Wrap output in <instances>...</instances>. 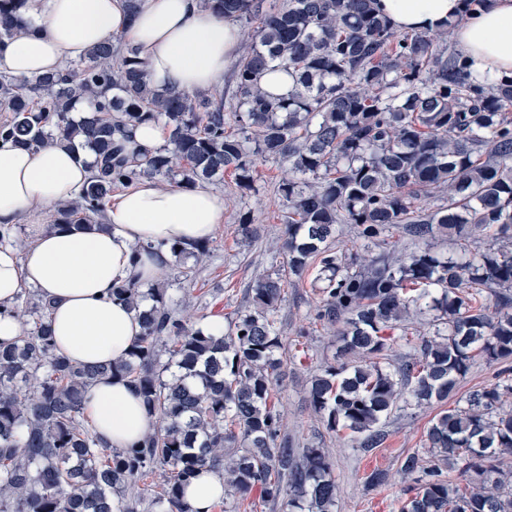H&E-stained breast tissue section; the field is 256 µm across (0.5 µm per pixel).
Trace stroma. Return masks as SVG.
<instances>
[{
	"mask_svg": "<svg viewBox=\"0 0 512 512\" xmlns=\"http://www.w3.org/2000/svg\"><path fill=\"white\" fill-rule=\"evenodd\" d=\"M257 169L254 190L236 191L229 181L218 186L224 197V222L211 241L209 257L195 267L192 279L181 281L175 267L165 275L170 287H183L187 310L197 318L231 324L247 311V289L255 276L273 272L283 264L276 252L284 232L285 205L277 192L283 168L267 159L259 161ZM244 215L252 218L256 239L249 241L238 234V221ZM314 277L310 271L302 280L288 281L285 298L273 313L284 342L283 381L272 396L283 414V430L296 446L321 442L330 448L338 484L336 512H400L404 488L401 458L424 451L432 419L443 407L463 405L471 391L497 382L501 366L475 359L446 405L393 412L385 421L386 438L379 448L368 453L354 448L347 432L328 431L308 403L312 377L321 366L334 361L338 347L333 328L315 318L321 295L313 284ZM376 468L387 471L388 482L366 488L364 478Z\"/></svg>",
	"mask_w": 512,
	"mask_h": 512,
	"instance_id": "obj_1",
	"label": "stroma"
}]
</instances>
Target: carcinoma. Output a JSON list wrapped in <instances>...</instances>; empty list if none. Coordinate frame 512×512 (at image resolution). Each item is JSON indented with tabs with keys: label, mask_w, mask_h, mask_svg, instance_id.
Here are the masks:
<instances>
[{
	"label": "carcinoma",
	"mask_w": 512,
	"mask_h": 512,
	"mask_svg": "<svg viewBox=\"0 0 512 512\" xmlns=\"http://www.w3.org/2000/svg\"><path fill=\"white\" fill-rule=\"evenodd\" d=\"M200 2L245 24L233 113L222 93L151 86L138 49L106 41L56 73L0 74V111L10 113L0 139L96 152L78 201L57 209L56 224L102 223L114 190L140 176L195 185L229 172L248 191L257 158L274 159L284 168L285 265L255 279L252 309L222 337L194 326L183 300L158 284L113 289L130 303L150 301L140 339L117 364L57 353L38 294L12 306L23 334L0 344V512H137L144 497L125 503L123 492L156 470L166 480L147 494L151 507L188 512L184 490L206 467L224 471L231 495L258 487L282 512H335L329 449L293 447L272 402L283 365L272 313L286 275L302 276L316 259V320L337 327L340 350L311 380L308 401L328 430L349 431L353 447L380 446L381 422L397 409L447 402L476 357L512 360V76L471 78L430 35L396 33L374 0ZM23 3L0 0V41L25 25ZM272 63L294 80L284 97L261 86ZM149 120L164 124L166 143L127 158L116 134ZM433 190L444 194L437 209L424 202ZM341 224L368 245L385 246L396 229L417 248L338 254ZM437 234L459 253L433 251ZM481 237L492 244L472 252ZM171 252L198 264L209 242ZM484 289L493 312L473 303ZM418 315L432 316V336L391 364L383 331L406 336ZM172 363L178 373L163 378ZM105 377L127 379L161 418L131 448L107 447L83 421L84 395ZM426 448L429 458L401 461L400 512H512V471L502 468L512 452V367L435 416Z\"/></svg>",
	"instance_id": "obj_1"
}]
</instances>
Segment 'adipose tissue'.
<instances>
[{
	"label": "adipose tissue",
	"instance_id": "adipose-tissue-1",
	"mask_svg": "<svg viewBox=\"0 0 512 512\" xmlns=\"http://www.w3.org/2000/svg\"><path fill=\"white\" fill-rule=\"evenodd\" d=\"M396 32L449 30L473 73L512 76V0H491L466 15L463 0H376ZM24 28L0 44V71L25 77L87 58L112 38L138 48L149 83L182 92L215 91L236 59L241 32L233 19L200 0H140L136 17L124 0H25ZM94 158L63 146L23 148L0 139V224H24L25 249L0 243V342L21 335L9 309L26 289L50 304L58 351L76 363L127 357L141 334L137 310L113 298L115 286L148 285L170 268L171 245L212 238L224 222V198L203 186L163 185L142 177L113 196L104 226L45 223V212L75 199ZM83 411L111 448H128L158 426L137 389L122 378L94 384ZM224 478L206 468L184 500L212 512Z\"/></svg>",
	"mask_w": 512,
	"mask_h": 512
}]
</instances>
